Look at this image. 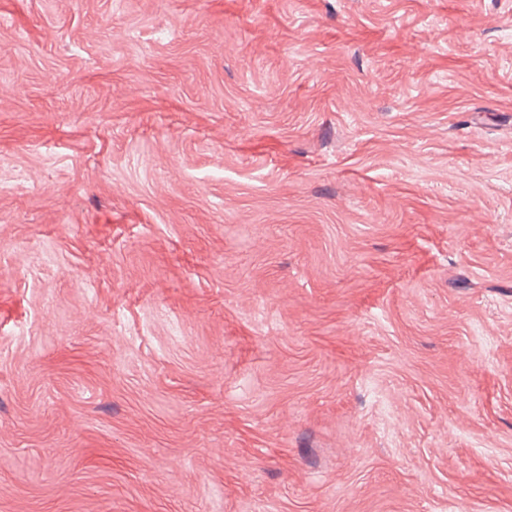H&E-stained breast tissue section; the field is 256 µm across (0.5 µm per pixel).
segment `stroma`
Instances as JSON below:
<instances>
[{"mask_svg":"<svg viewBox=\"0 0 512 512\" xmlns=\"http://www.w3.org/2000/svg\"><path fill=\"white\" fill-rule=\"evenodd\" d=\"M0 512H512V0H0Z\"/></svg>","mask_w":512,"mask_h":512,"instance_id":"1","label":"stroma"}]
</instances>
